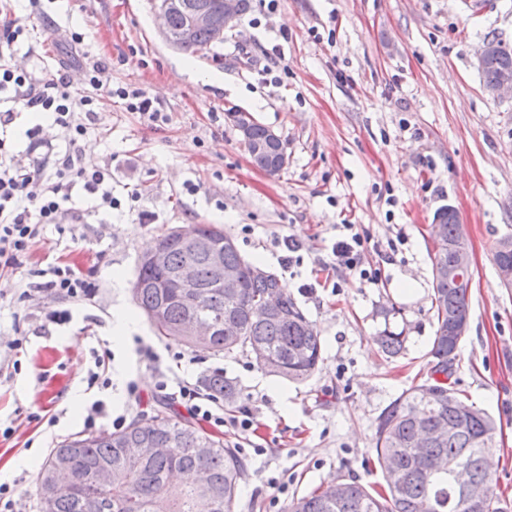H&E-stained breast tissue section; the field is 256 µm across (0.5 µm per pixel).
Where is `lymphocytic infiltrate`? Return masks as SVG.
<instances>
[{"label":"lymphocytic infiltrate","mask_w":512,"mask_h":512,"mask_svg":"<svg viewBox=\"0 0 512 512\" xmlns=\"http://www.w3.org/2000/svg\"><path fill=\"white\" fill-rule=\"evenodd\" d=\"M25 33L23 26L9 19L0 23V270L19 268L46 226L86 223V211L75 208L77 196L93 197L98 208L112 209L118 201L112 195L111 170L87 166L85 141L92 130L91 117L101 98H119L127 111L140 115L149 125L165 122L156 101L133 86L113 87L103 83L106 63L95 62L84 68V88L74 89L67 68H60L52 79L36 83L16 73L5 63V53ZM24 112H49L61 130L59 137L45 138L41 127L27 131L31 146L42 148L41 157L24 162L6 146L5 135L17 116ZM370 242L355 225L347 224L331 246V265L339 277L353 274L369 278L361 267V255ZM49 292L66 303L94 297L96 285L71 265L58 264L33 268L25 276L20 300ZM159 389H173L175 398L189 415L198 420L223 425L224 411L218 399L203 392L190 378L161 375Z\"/></svg>","instance_id":"f902f5d3"}]
</instances>
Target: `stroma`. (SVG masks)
Masks as SVG:
<instances>
[{
    "label": "stroma",
    "instance_id": "1",
    "mask_svg": "<svg viewBox=\"0 0 512 512\" xmlns=\"http://www.w3.org/2000/svg\"><path fill=\"white\" fill-rule=\"evenodd\" d=\"M29 32L15 69L49 77L59 65L109 62L112 85L143 89L167 120L147 125L119 99H102L84 158L111 165L120 205L75 230L47 227L14 274H0V484L15 512H38L36 476L50 451L83 433L87 410L105 402L134 419L167 408L154 363L173 364L180 344L161 340L132 293L137 263L170 229L214 224L248 261L278 271L323 344L315 375L297 383L261 370L242 353L189 348L185 377L216 371L238 396L208 432L239 449L246 467L237 512H285L296 497L342 476L368 485L376 419L427 378L432 309V224L453 206L470 236L471 325L451 383L497 420L490 457L497 493L512 512V288L503 287L496 242L512 233V102L488 95L476 51L485 38L512 45V0H252L223 43L191 54L159 36L153 0H0ZM85 39L71 46L64 31ZM246 111L283 140L287 165L255 167L233 113ZM138 192L151 219L125 201ZM340 224L371 242L361 258L377 281L348 277L321 287ZM301 264L281 271L285 239ZM59 260L94 280V299L47 320L50 293L19 298L24 272ZM134 328L116 339L119 315ZM405 348L388 359L384 326ZM24 335L22 350L11 344ZM108 356L112 384L87 386L92 353ZM249 429H242V420Z\"/></svg>",
    "mask_w": 512,
    "mask_h": 512
}]
</instances>
